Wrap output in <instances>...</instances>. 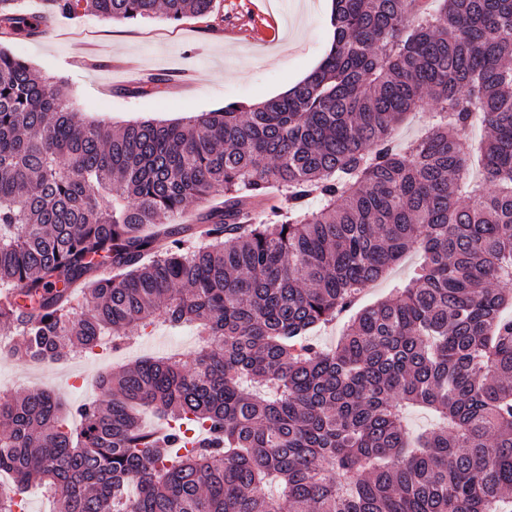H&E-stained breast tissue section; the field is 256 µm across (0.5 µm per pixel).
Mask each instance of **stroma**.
<instances>
[{"label": "stroma", "instance_id": "1", "mask_svg": "<svg viewBox=\"0 0 512 512\" xmlns=\"http://www.w3.org/2000/svg\"><path fill=\"white\" fill-rule=\"evenodd\" d=\"M219 18L135 23L97 17L73 23L56 16L45 35L11 41L10 49L51 83L60 81L82 119L122 125L136 118L181 119L230 102L278 96L316 69L330 42L328 0H217ZM165 79L161 94L134 95L149 77ZM199 338L191 327L158 324L150 333L95 355L71 354L36 364L0 354V400L50 389L71 409L98 399L106 367L182 350L192 361Z\"/></svg>", "mask_w": 512, "mask_h": 512}]
</instances>
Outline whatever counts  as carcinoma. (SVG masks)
I'll return each mask as SVG.
<instances>
[{
    "label": "carcinoma",
    "instance_id": "1",
    "mask_svg": "<svg viewBox=\"0 0 512 512\" xmlns=\"http://www.w3.org/2000/svg\"><path fill=\"white\" fill-rule=\"evenodd\" d=\"M41 2L31 18L0 0V37L215 8ZM330 24L320 66L281 96L119 128L78 119L0 46L9 354L90 353L161 307L200 339L191 366L139 360L74 413L43 390L1 400L0 512L37 478L53 512H512V0H333ZM425 103L431 127L396 144ZM477 122L482 181L464 197ZM412 250L423 261L391 299L334 348L311 343ZM412 409L432 428L410 432Z\"/></svg>",
    "mask_w": 512,
    "mask_h": 512
}]
</instances>
